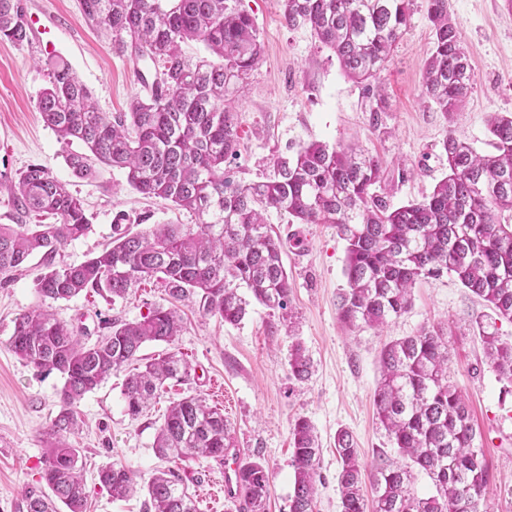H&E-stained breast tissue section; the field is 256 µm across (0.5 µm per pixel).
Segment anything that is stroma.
Instances as JSON below:
<instances>
[{"label":"stroma","mask_w":512,"mask_h":512,"mask_svg":"<svg viewBox=\"0 0 512 512\" xmlns=\"http://www.w3.org/2000/svg\"><path fill=\"white\" fill-rule=\"evenodd\" d=\"M42 28L51 30L64 57L94 95L101 111H127L133 96L145 94L136 72L142 63L117 54L104 30L86 24L78 0H24ZM475 73L465 105L444 113L422 94V70L433 47L426 0H413L410 26L398 39L380 76L386 93L378 102L367 84L346 77L335 55L310 28L288 27L283 0H241L240 9L255 20L263 47L260 66L234 101L241 137L239 156L225 163L229 179L248 184L273 173L275 160L301 145L354 143L376 156L385 169L380 192L391 205L430 194L447 173L441 144L456 131L477 149H486L488 118L512 113V9L505 0H449ZM45 52L40 30L28 43L0 41V179L14 180L28 165L51 171L84 199L92 230L68 242L57 262L78 264L102 251L112 239L117 213L148 216L150 224L196 226L198 216L171 202L147 199L126 183L123 170L100 166L97 180L75 177L66 163L69 149L42 120L35 105L48 85L40 63ZM269 224L284 243L283 262L291 282L292 319L252 304L238 324L203 315L197 304L182 302L184 329L174 345L149 343L144 357L169 350L191 363V376L173 383L144 410L130 418L122 396L124 373L112 374L79 403L83 426L69 438L82 450L89 512H145L144 494L115 500L100 489L101 466L119 463L140 483L155 471L173 468L194 496L199 512H237L233 502L214 497L222 478L219 462L187 458L166 464L152 448L171 401L204 398L231 427L242 457L260 455L272 473L269 512H289L294 478L290 423L308 417L322 448L321 481L314 512H340L334 448L338 430L351 432L371 479L383 457L394 450L379 422L373 394L379 354L390 340L413 335L421 326L441 325L448 334L451 377L468 400L478 441L490 469L485 512H512V383L501 379L484 354L480 326L494 325L512 343V322L499 318L485 302L451 276L416 284L410 310L383 332L351 328L339 318L337 297L347 286L345 243L329 224H292L271 212ZM23 275L0 285V512H26L25 494L37 485L47 450L44 431L59 409L63 379L20 361L9 348L17 314L38 305L34 281L44 267L31 256ZM164 285L141 282L127 298L105 301L81 294L50 302L55 316L83 325L87 342L104 335L103 320L141 319L149 308L169 306ZM302 344L313 363L308 381H294L289 355Z\"/></svg>","instance_id":"1"}]
</instances>
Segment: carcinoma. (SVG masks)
I'll list each match as a JSON object with an SVG mask.
<instances>
[{
  "label": "carcinoma",
  "mask_w": 512,
  "mask_h": 512,
  "mask_svg": "<svg viewBox=\"0 0 512 512\" xmlns=\"http://www.w3.org/2000/svg\"><path fill=\"white\" fill-rule=\"evenodd\" d=\"M238 0H79L82 19L103 25L112 49L158 67L150 93L134 96L126 112L98 111L72 66L49 58V85L36 109L66 144L72 173L93 180L101 165L125 171L128 185L148 198L168 200L198 215L197 229L158 224L144 233L116 214L112 242L78 265L55 262L68 242L86 235L91 220L83 201L41 165L16 182H0L18 215L52 218L49 224H0V283L13 280L34 253L45 271L36 279L42 300L68 301L82 292L112 300L156 277L175 300L193 298L199 310L228 324L240 322L250 302L291 318L290 283L283 243L267 224L274 211L301 224H331L346 242L348 288L338 313L350 328L383 330L411 306L420 280L453 275L499 317L512 321V115L490 117L491 151L479 152L449 132L443 141L448 175L421 201L392 207L375 188L384 178L379 158L355 145L312 142L274 162V177L234 184L224 163L237 156L240 136L229 101L258 68L262 47L254 19ZM412 0H283L290 27H309L336 55L350 78L376 80L397 40L410 25ZM434 42L423 72V93L443 112L468 97L475 75L449 0H427ZM29 39L23 0H0V41ZM196 42L206 55L192 58L182 46ZM94 343L85 328L62 322L38 305L15 318L12 352L39 371L63 378L59 410L46 435L39 487L26 492L27 512H87L88 494L78 469L81 449L68 442L80 429L77 403L112 373L130 368L123 384L126 412L138 418L166 381L186 380L191 365L170 351L146 362L147 343L174 344L183 328L176 308L156 306L136 321L105 322ZM481 340L498 374L512 382V344L482 330ZM447 333L423 326L386 343L373 401L398 457L383 459L372 478V501L363 490L365 469L346 430L336 434L341 462V512H480L490 481L480 437L462 390L450 378ZM312 364L301 345L289 371L305 381ZM295 469L290 512H314L321 448L311 422L290 424ZM232 447L224 414L197 397L173 402L157 429L155 454L170 462L189 455L224 456ZM426 474L435 492L419 495L414 472ZM245 512H266L271 472L260 458L240 464ZM97 484L114 499L137 491L136 475L120 464L97 471ZM146 512H196L187 488L171 470L145 486Z\"/></svg>",
  "instance_id": "carcinoma-1"
}]
</instances>
